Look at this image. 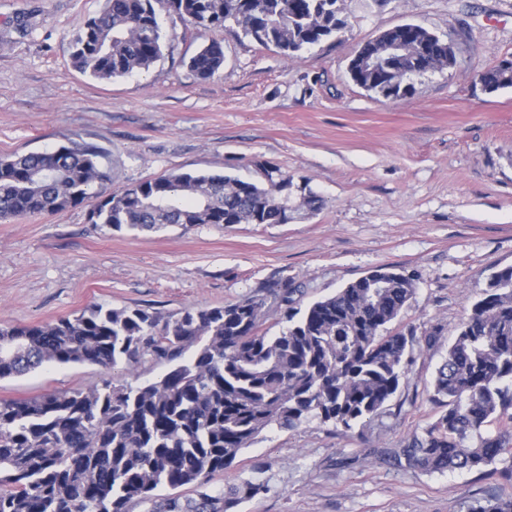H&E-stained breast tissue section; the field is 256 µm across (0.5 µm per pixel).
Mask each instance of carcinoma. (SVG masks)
<instances>
[{
  "label": "carcinoma",
  "instance_id": "1",
  "mask_svg": "<svg viewBox=\"0 0 512 512\" xmlns=\"http://www.w3.org/2000/svg\"><path fill=\"white\" fill-rule=\"evenodd\" d=\"M158 0H105L69 43L72 65L96 79L146 71L161 57ZM203 27L234 25L289 57L343 32V0H164ZM448 41L406 23L361 46L353 80L384 98L410 80L450 67ZM224 65L217 42L189 61L200 79ZM489 91L512 87V59L480 74ZM105 151L73 142L55 151L0 156V220L56 215L92 200L94 224L130 231L198 224H282L278 178L169 173L119 193ZM415 279L378 268L335 294L290 307L297 289L272 292L288 305V326L262 329L266 298L161 316L140 308L90 305L74 317L0 328V380L53 365L108 372L149 356L167 373L137 386L105 379L88 390L0 399V512H233L268 487L230 469L263 433L317 420L346 430L380 415L396 394L418 341L391 328L414 297ZM191 356H186V353ZM444 410L392 452L395 464L427 473L512 478V266L496 272L459 325L433 383ZM191 486L196 496L158 491ZM471 512H512L493 493Z\"/></svg>",
  "mask_w": 512,
  "mask_h": 512
}]
</instances>
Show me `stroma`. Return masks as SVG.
I'll use <instances>...</instances> for the list:
<instances>
[{"label": "stroma", "instance_id": "35a3bbf8", "mask_svg": "<svg viewBox=\"0 0 512 512\" xmlns=\"http://www.w3.org/2000/svg\"><path fill=\"white\" fill-rule=\"evenodd\" d=\"M104 0H0V156L70 142L105 149L119 191L171 172L293 180L319 210L285 224H198L156 232L91 223L89 205L0 220V327L46 323L87 306L163 315L263 294L284 280L298 308L380 267L416 279L398 325L416 346L383 412L351 430L317 421L273 430L214 474L267 493L236 512H468L512 485L498 475L429 474L386 453L440 414L432 384L461 320L490 277L512 266V88L479 75L512 57V0H344L339 37L288 58L235 27L201 28L160 9L163 55L148 71L109 80L69 59V42ZM414 23L451 39L453 66L413 78L403 97L350 76L359 47ZM220 43L224 65L201 80L188 61ZM166 364L103 371L50 366L0 380V398L85 390L110 378L138 385Z\"/></svg>", "mask_w": 512, "mask_h": 512}]
</instances>
